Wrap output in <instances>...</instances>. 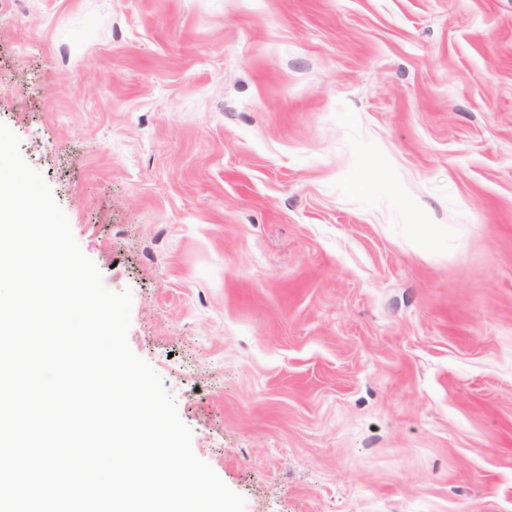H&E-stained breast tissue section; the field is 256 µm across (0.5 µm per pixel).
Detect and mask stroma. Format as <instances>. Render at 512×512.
<instances>
[{
    "label": "stroma",
    "instance_id": "stroma-1",
    "mask_svg": "<svg viewBox=\"0 0 512 512\" xmlns=\"http://www.w3.org/2000/svg\"><path fill=\"white\" fill-rule=\"evenodd\" d=\"M0 123L245 512H512V0H0Z\"/></svg>",
    "mask_w": 512,
    "mask_h": 512
}]
</instances>
